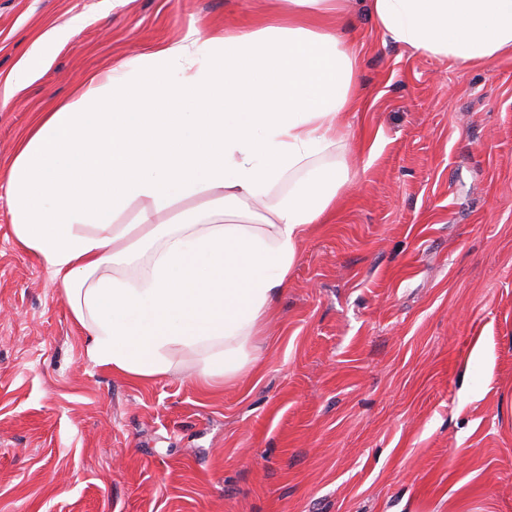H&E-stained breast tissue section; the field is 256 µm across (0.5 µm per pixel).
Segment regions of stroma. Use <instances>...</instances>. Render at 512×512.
<instances>
[{
	"mask_svg": "<svg viewBox=\"0 0 512 512\" xmlns=\"http://www.w3.org/2000/svg\"><path fill=\"white\" fill-rule=\"evenodd\" d=\"M257 8L0 0V169L91 72ZM343 35L365 102L320 163L355 179L235 386L203 389L194 354L140 385L96 366L0 200V512H512V54L413 53L364 0Z\"/></svg>",
	"mask_w": 512,
	"mask_h": 512,
	"instance_id": "obj_1",
	"label": "stroma"
}]
</instances>
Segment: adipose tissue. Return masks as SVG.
I'll list each match as a JSON object with an SVG mask.
<instances>
[{
	"instance_id": "ef3b65f1",
	"label": "adipose tissue",
	"mask_w": 512,
	"mask_h": 512,
	"mask_svg": "<svg viewBox=\"0 0 512 512\" xmlns=\"http://www.w3.org/2000/svg\"><path fill=\"white\" fill-rule=\"evenodd\" d=\"M367 8L417 54L467 66L512 52V0ZM341 16L340 0H288L287 19L122 61L33 118L0 198L16 244L59 282L96 366L148 382L198 352L207 387L258 368L273 301L349 181L346 165L314 162L360 106ZM285 181V198L248 211ZM132 205L134 221L120 223Z\"/></svg>"
}]
</instances>
